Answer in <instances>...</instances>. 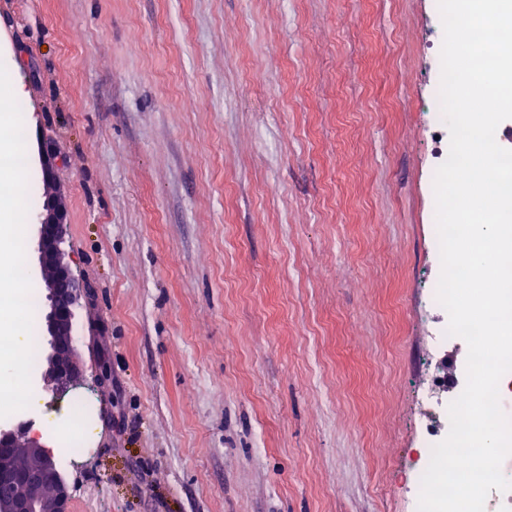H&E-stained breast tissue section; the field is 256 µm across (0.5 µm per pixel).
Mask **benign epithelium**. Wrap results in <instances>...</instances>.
I'll return each mask as SVG.
<instances>
[{
    "instance_id": "1",
    "label": "benign epithelium",
    "mask_w": 512,
    "mask_h": 512,
    "mask_svg": "<svg viewBox=\"0 0 512 512\" xmlns=\"http://www.w3.org/2000/svg\"><path fill=\"white\" fill-rule=\"evenodd\" d=\"M37 259L47 291L48 351L42 380L52 394L80 385L84 369L74 333L75 308L87 289L75 278L63 247L66 223L58 203L47 200L35 214ZM0 512H69V490L54 451L28 427L0 425Z\"/></svg>"
}]
</instances>
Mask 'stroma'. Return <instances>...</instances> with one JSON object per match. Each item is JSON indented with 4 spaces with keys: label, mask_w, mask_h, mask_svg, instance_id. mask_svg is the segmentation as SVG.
Returning <instances> with one entry per match:
<instances>
[{
    "label": "stroma",
    "mask_w": 512,
    "mask_h": 512,
    "mask_svg": "<svg viewBox=\"0 0 512 512\" xmlns=\"http://www.w3.org/2000/svg\"><path fill=\"white\" fill-rule=\"evenodd\" d=\"M436 0H0L24 88L5 247L38 297L33 392L69 512H415L434 370ZM55 152L43 180L38 150ZM91 287L82 384L40 372L32 213Z\"/></svg>",
    "instance_id": "1"
}]
</instances>
